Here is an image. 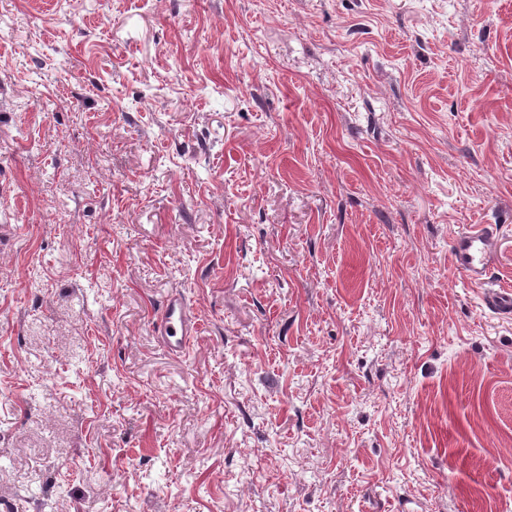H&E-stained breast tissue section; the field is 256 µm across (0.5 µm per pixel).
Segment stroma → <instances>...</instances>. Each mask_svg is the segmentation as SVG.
I'll use <instances>...</instances> for the list:
<instances>
[{"label":"stroma","mask_w":512,"mask_h":512,"mask_svg":"<svg viewBox=\"0 0 512 512\" xmlns=\"http://www.w3.org/2000/svg\"><path fill=\"white\" fill-rule=\"evenodd\" d=\"M474 224L512 0H0V512H512ZM157 328L172 354L180 355L189 349L197 326L186 302L179 294L171 295L163 303Z\"/></svg>","instance_id":"35a3bbf8"}]
</instances>
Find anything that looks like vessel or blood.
Here are the masks:
<instances>
[{"label":"vessel or blood","mask_w":512,"mask_h":512,"mask_svg":"<svg viewBox=\"0 0 512 512\" xmlns=\"http://www.w3.org/2000/svg\"><path fill=\"white\" fill-rule=\"evenodd\" d=\"M450 253L455 269L468 285L481 289L485 306L495 314L511 318L512 289L494 284L499 256L496 225L480 224L459 234L452 242ZM157 328L172 354L179 355L189 349L197 326L180 295H171L163 303Z\"/></svg>","instance_id":"1"}]
</instances>
